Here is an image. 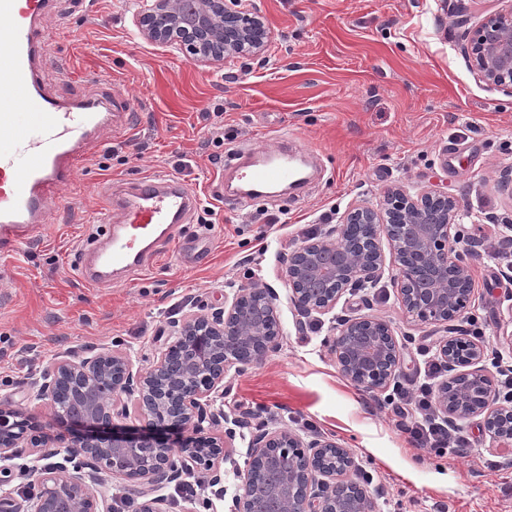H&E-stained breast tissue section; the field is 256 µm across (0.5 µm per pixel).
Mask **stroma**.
Masks as SVG:
<instances>
[{
	"instance_id": "1",
	"label": "stroma",
	"mask_w": 512,
	"mask_h": 512,
	"mask_svg": "<svg viewBox=\"0 0 512 512\" xmlns=\"http://www.w3.org/2000/svg\"><path fill=\"white\" fill-rule=\"evenodd\" d=\"M271 28L264 57L196 62L140 34L131 0H57L43 75L61 96L113 99L127 123L103 130L78 163L62 200L25 245L0 256V399L43 426L48 408L18 384L55 359L119 350L148 369L171 325L220 307L233 287L259 281L281 297V351L237 376L224 412L267 407L263 423L330 436L382 489V512H512V441L490 443L479 419L464 424L466 454L441 459L411 447L389 404L347 380L324 345L328 316L295 324L280 256L340 220L356 200L377 204L393 184L441 190L471 212L512 217L498 181L512 172V96L487 88L468 66L454 15L438 0H255ZM294 135L318 154L320 178L303 194L245 207L226 201L224 157ZM168 172L200 194L182 238L201 255L163 244L146 270L107 287L83 283L81 248L97 237L111 184ZM483 257L466 315L488 348L504 347L512 290L497 286L499 225L466 224ZM336 315L390 321L404 344L402 386L417 382L421 348L442 326L404 316L389 278L345 295Z\"/></svg>"
}]
</instances>
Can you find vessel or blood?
I'll use <instances>...</instances> for the list:
<instances>
[{"mask_svg":"<svg viewBox=\"0 0 512 512\" xmlns=\"http://www.w3.org/2000/svg\"><path fill=\"white\" fill-rule=\"evenodd\" d=\"M52 0H0V247L23 243L45 222V213L98 129L112 121L103 100L86 97L61 102L43 82L39 67L41 28ZM28 121L19 124L18 110ZM312 150L288 140L270 151L254 148L248 162L239 154L224 158L243 184L241 202L256 200L270 187L297 185L307 178L304 159ZM109 203L120 221L104 215L106 234L86 245L79 275L97 287L141 269L155 255L158 241L176 243L180 224L198 210L200 200L181 178L158 173L123 183Z\"/></svg>","mask_w":512,"mask_h":512,"instance_id":"vessel-or-blood-1","label":"vessel or blood"}]
</instances>
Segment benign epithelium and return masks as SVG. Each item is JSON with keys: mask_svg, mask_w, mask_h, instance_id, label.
Instances as JSON below:
<instances>
[{"mask_svg": "<svg viewBox=\"0 0 512 512\" xmlns=\"http://www.w3.org/2000/svg\"><path fill=\"white\" fill-rule=\"evenodd\" d=\"M251 0H134L140 33L171 52H194L201 62L217 63L264 52L270 28ZM457 25L470 41L475 73L486 86L512 95V3L481 26L466 27L462 0L455 5ZM460 201L446 192L411 194L388 188L380 207L352 205L342 220L281 256L288 301L297 315L332 313L353 288H373L392 255L391 280L404 313L422 324L444 326L448 336L435 356L447 375L435 388L437 412L457 428L475 417L490 441L512 440V398L500 397L484 362L494 356L499 372L512 370V332L507 352L488 351L465 339L463 309L475 283L471 266L480 258L464 242ZM364 224V243L350 246L348 225ZM280 296L258 282L240 285L224 306L190 314L173 325L167 348L147 371L134 368L119 351L78 359H59L42 380L21 386L27 400L47 406L52 422L38 438H25L28 420L12 402L0 401V458L32 446L39 456H63L68 469H42L37 492L21 500L0 493V512H112L108 496L97 489L101 474L133 489H150L188 474H203L223 499L224 447L236 429L249 427L244 416L232 419L216 407L224 381L263 364L282 348V336L264 325L279 322ZM330 357L355 386L373 396L384 392L403 370V344L390 323L374 315L333 317L326 339ZM66 383L91 392L76 409L56 402ZM140 410L141 424L116 421L129 414L126 399ZM224 422V439L202 443L182 435L201 434ZM336 466L326 465L328 457ZM237 489L228 512H380L350 449L324 436L282 427L258 426L250 432L243 464L233 463Z\"/></svg>", "mask_w": 512, "mask_h": 512, "instance_id": "benign-epithelium-1", "label": "benign epithelium"}]
</instances>
